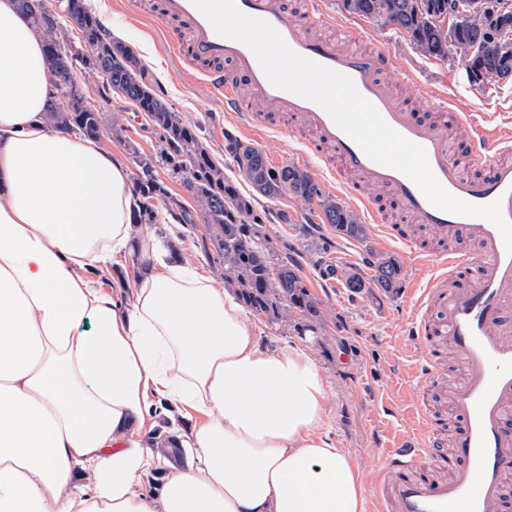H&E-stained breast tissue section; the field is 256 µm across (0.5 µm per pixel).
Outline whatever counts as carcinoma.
I'll use <instances>...</instances> for the list:
<instances>
[{
    "label": "carcinoma",
    "mask_w": 512,
    "mask_h": 512,
    "mask_svg": "<svg viewBox=\"0 0 512 512\" xmlns=\"http://www.w3.org/2000/svg\"><path fill=\"white\" fill-rule=\"evenodd\" d=\"M15 2L44 39L51 80L63 79L70 73L66 50L72 45L70 33L77 32L95 52V64L89 71L103 79L100 95L105 97L111 91L133 102L147 114L158 134L159 147L153 155L140 152L133 142L127 143L136 166L133 190L139 198L132 223L140 226L158 223L157 207L162 203L175 222L196 228L192 212L183 208L171 196L167 184L156 176V168L165 167L180 179L197 204L218 264L224 270V284L240 302L272 322H293L298 334L305 323L320 325L319 304L300 275L298 262L282 255L265 232L261 218L255 213L254 198L224 176V168L203 143L200 127L185 122L154 91L139 72L133 51L104 37L103 26L87 0H63L62 11L68 22L64 27L57 16L43 7L41 0ZM500 2L480 0L485 6L483 13L458 21L451 34L443 33L436 25L438 18L448 16L449 0H342V7L349 14L375 20L405 34L426 57L444 61L449 52H460L465 70L472 71L479 86L485 87L512 76V56L498 57L479 50L485 44L512 39V29L499 28L490 15ZM67 89L69 110L63 111L56 103H50L44 114L47 124L56 130L99 139L103 133L102 114L75 81H70ZM224 140V150L235 159L256 194L268 199L289 195L315 204L322 212V222L330 225L337 237L361 243L368 239L367 225L344 204L327 195L307 171L294 165L273 167L253 144L228 133ZM300 233L307 251L320 256L318 265L323 276H341L352 293L379 288L387 295H394L402 288V266L396 258L369 250L365 263L373 275L368 278L358 265H338L323 257L326 242L312 226H301ZM160 422L150 445L165 454L167 449L175 447V442L166 434L168 418L162 416Z\"/></svg>",
    "instance_id": "obj_1"
}]
</instances>
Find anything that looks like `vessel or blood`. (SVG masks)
I'll return each mask as SVG.
<instances>
[{
    "mask_svg": "<svg viewBox=\"0 0 512 512\" xmlns=\"http://www.w3.org/2000/svg\"><path fill=\"white\" fill-rule=\"evenodd\" d=\"M238 9L273 25L298 55L348 76L359 93L398 133L424 147L431 169L455 197L475 204L500 202L512 221V131L474 112L451 108L436 95L420 112L386 89L382 76L404 71L391 51L350 50L312 36L311 28L335 23L323 0H309L305 22L289 14L286 0H236ZM158 16L176 21L181 37L170 53L197 69L201 83L224 103L226 118L244 134L276 131L277 119L302 121L308 132L295 152L348 175L341 193L376 224L382 244L402 246L414 261H427L432 276L410 285L406 300L415 315L408 334L416 341L415 377H441L443 356L459 361L460 376L440 395L450 415L425 400L407 408L409 439L387 449L375 486L379 512H512V253L487 219L441 211L401 172L362 151L316 103L274 87L252 51L218 35L192 0H160ZM385 192L388 205L365 197L360 185ZM407 216L404 224L390 212ZM433 231L434 252L423 250L415 226ZM456 427H449V420Z\"/></svg>",
    "mask_w": 512,
    "mask_h": 512,
    "instance_id": "b4317fda",
    "label": "vessel or blood"
}]
</instances>
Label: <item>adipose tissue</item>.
Here are the masks:
<instances>
[{
    "label": "adipose tissue",
    "mask_w": 512,
    "mask_h": 512,
    "mask_svg": "<svg viewBox=\"0 0 512 512\" xmlns=\"http://www.w3.org/2000/svg\"><path fill=\"white\" fill-rule=\"evenodd\" d=\"M51 98L41 37L0 0V512H369L311 350L266 347L231 290L139 232L125 162L49 130ZM128 260L130 300L96 286ZM162 400L192 463L144 492Z\"/></svg>",
    "instance_id": "adipose-tissue-1"
}]
</instances>
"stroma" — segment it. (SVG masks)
<instances>
[{"mask_svg": "<svg viewBox=\"0 0 512 512\" xmlns=\"http://www.w3.org/2000/svg\"><path fill=\"white\" fill-rule=\"evenodd\" d=\"M88 2L101 21L111 27L114 39L134 52L156 93L187 122L202 128L204 143L223 166L225 175L237 180L242 192H249L250 186L243 181L236 162L224 151V133L231 125L224 119L223 103L168 52L165 39L177 36L176 24L147 22L132 12L125 0ZM325 6L335 15L336 26L322 29L323 37L344 42L345 24H360L369 48L388 49L404 60L405 72H391L385 77L395 97L427 112L433 96L445 91L453 97L455 109L481 112L493 123L512 127V80L478 87L468 81L458 54H450L444 61L425 57L392 27L345 12L341 0H325ZM74 78L91 102L98 104L105 120L116 117L123 126L119 136L104 131L100 146L123 154L127 151L126 141L131 140L145 154L157 151L158 137L152 124L134 104L113 93L99 98L102 79L98 74L81 69ZM255 210L263 216L273 241L293 247L301 273L319 302L324 317L312 347L329 385L327 426L331 436L360 464L366 492H373L386 446L402 431V414L416 397L411 378L414 348L405 334L412 309L404 294L388 296L377 291L357 295L336 280L322 278L298 229L304 224L319 225L330 244L331 258L347 264L362 263L368 249L380 247L376 235H369L363 244L340 240L330 225L322 223L318 207L290 196L258 198ZM383 250L399 259L404 282L421 285L429 279L431 270L427 264L412 263L397 246Z\"/></svg>", "mask_w": 512, "mask_h": 512, "instance_id": "obj_1", "label": "stroma"}]
</instances>
